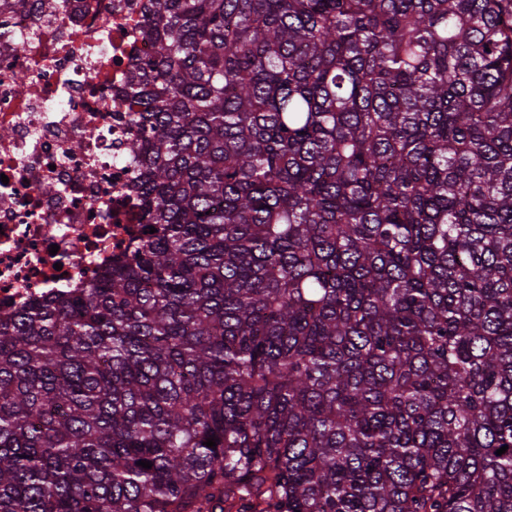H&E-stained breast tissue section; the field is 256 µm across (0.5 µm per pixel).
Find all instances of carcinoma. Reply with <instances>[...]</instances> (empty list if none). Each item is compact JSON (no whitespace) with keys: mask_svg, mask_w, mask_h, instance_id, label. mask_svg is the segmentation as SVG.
Listing matches in <instances>:
<instances>
[{"mask_svg":"<svg viewBox=\"0 0 512 512\" xmlns=\"http://www.w3.org/2000/svg\"><path fill=\"white\" fill-rule=\"evenodd\" d=\"M141 36L146 227L0 320V512H512V0Z\"/></svg>","mask_w":512,"mask_h":512,"instance_id":"1","label":"carcinoma"}]
</instances>
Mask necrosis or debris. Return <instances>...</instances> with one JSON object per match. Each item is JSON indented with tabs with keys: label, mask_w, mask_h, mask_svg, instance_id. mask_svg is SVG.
Returning a JSON list of instances; mask_svg holds the SVG:
<instances>
[{
	"label": "necrosis or debris",
	"mask_w": 512,
	"mask_h": 512,
	"mask_svg": "<svg viewBox=\"0 0 512 512\" xmlns=\"http://www.w3.org/2000/svg\"><path fill=\"white\" fill-rule=\"evenodd\" d=\"M144 4L0 0V319L84 287L139 234L126 86L154 54Z\"/></svg>",
	"instance_id": "4bbe7bcc"
}]
</instances>
